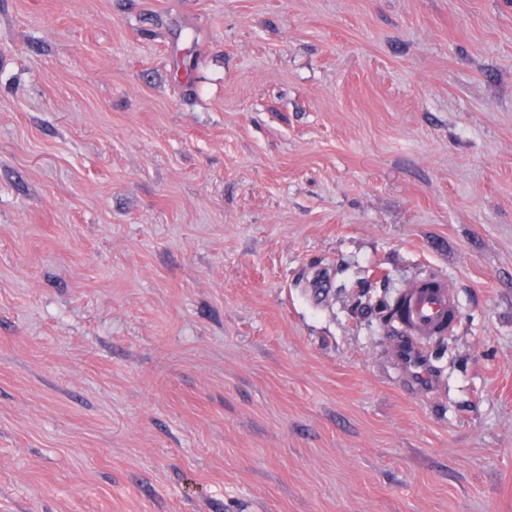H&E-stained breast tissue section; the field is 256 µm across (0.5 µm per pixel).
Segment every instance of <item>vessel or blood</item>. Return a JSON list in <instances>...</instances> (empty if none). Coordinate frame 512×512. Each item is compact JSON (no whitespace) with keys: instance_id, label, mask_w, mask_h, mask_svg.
Wrapping results in <instances>:
<instances>
[{"instance_id":"1","label":"vessel or blood","mask_w":512,"mask_h":512,"mask_svg":"<svg viewBox=\"0 0 512 512\" xmlns=\"http://www.w3.org/2000/svg\"><path fill=\"white\" fill-rule=\"evenodd\" d=\"M399 336L391 350V360L400 377L419 385L430 379L425 343L449 330L456 318L453 289L439 276L411 282L397 300Z\"/></svg>"}]
</instances>
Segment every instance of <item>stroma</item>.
I'll use <instances>...</instances> for the list:
<instances>
[{"label": "stroma", "mask_w": 512, "mask_h": 512, "mask_svg": "<svg viewBox=\"0 0 512 512\" xmlns=\"http://www.w3.org/2000/svg\"><path fill=\"white\" fill-rule=\"evenodd\" d=\"M0 512H512V0H0ZM398 332L391 360L400 377L415 385L433 379L424 342L449 330L456 318L453 289L440 276L411 282L399 294Z\"/></svg>", "instance_id": "stroma-1"}]
</instances>
